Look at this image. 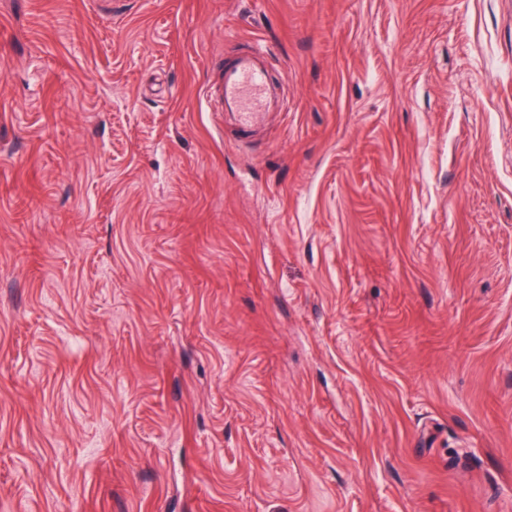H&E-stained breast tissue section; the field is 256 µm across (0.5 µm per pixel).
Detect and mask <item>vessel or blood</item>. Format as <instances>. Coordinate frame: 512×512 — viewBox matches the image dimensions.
<instances>
[{"label":"vessel or blood","mask_w":512,"mask_h":512,"mask_svg":"<svg viewBox=\"0 0 512 512\" xmlns=\"http://www.w3.org/2000/svg\"><path fill=\"white\" fill-rule=\"evenodd\" d=\"M268 52L262 48L237 56L231 63L212 64L204 98L210 111L229 114L242 133L259 130L282 98L269 77Z\"/></svg>","instance_id":"obj_1"}]
</instances>
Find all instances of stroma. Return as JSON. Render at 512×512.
Here are the masks:
<instances>
[{
    "label": "stroma",
    "mask_w": 512,
    "mask_h": 512,
    "mask_svg": "<svg viewBox=\"0 0 512 512\" xmlns=\"http://www.w3.org/2000/svg\"><path fill=\"white\" fill-rule=\"evenodd\" d=\"M0 512H512V0H0ZM268 51L254 48L224 66V60L212 63L204 98L208 109L233 117L243 134L259 130L272 109L281 108L282 98L269 77Z\"/></svg>",
    "instance_id": "obj_1"
}]
</instances>
